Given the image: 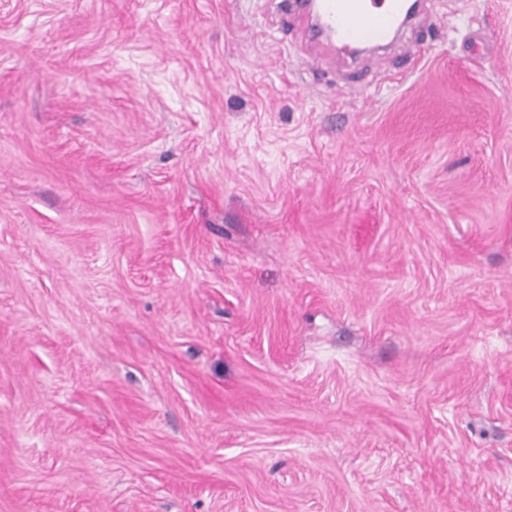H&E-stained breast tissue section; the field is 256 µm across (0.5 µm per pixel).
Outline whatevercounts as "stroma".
Returning <instances> with one entry per match:
<instances>
[{"instance_id":"35a3bbf8","label":"stroma","mask_w":512,"mask_h":512,"mask_svg":"<svg viewBox=\"0 0 512 512\" xmlns=\"http://www.w3.org/2000/svg\"><path fill=\"white\" fill-rule=\"evenodd\" d=\"M308 28L0 0V512H512V0Z\"/></svg>"}]
</instances>
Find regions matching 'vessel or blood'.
I'll return each mask as SVG.
<instances>
[{
    "label": "vessel or blood",
    "mask_w": 512,
    "mask_h": 512,
    "mask_svg": "<svg viewBox=\"0 0 512 512\" xmlns=\"http://www.w3.org/2000/svg\"><path fill=\"white\" fill-rule=\"evenodd\" d=\"M280 14L311 12L319 30L347 47L394 38L409 23L405 0H275Z\"/></svg>",
    "instance_id": "1"
}]
</instances>
